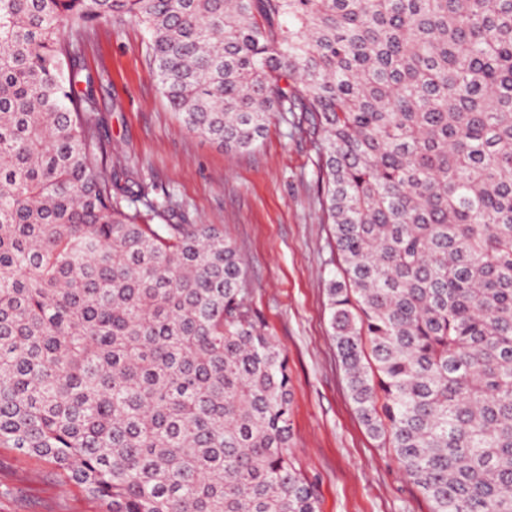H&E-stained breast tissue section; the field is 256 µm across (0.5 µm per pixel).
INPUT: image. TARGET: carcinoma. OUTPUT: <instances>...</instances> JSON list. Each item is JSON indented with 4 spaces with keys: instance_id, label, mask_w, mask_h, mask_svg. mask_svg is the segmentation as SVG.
I'll return each mask as SVG.
<instances>
[{
    "instance_id": "cac0c4a2",
    "label": "carcinoma",
    "mask_w": 512,
    "mask_h": 512,
    "mask_svg": "<svg viewBox=\"0 0 512 512\" xmlns=\"http://www.w3.org/2000/svg\"><path fill=\"white\" fill-rule=\"evenodd\" d=\"M123 17L187 131L306 126L359 420L431 512H512V0H0V447L103 512H319L238 250L152 223L59 70Z\"/></svg>"
}]
</instances>
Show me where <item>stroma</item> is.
<instances>
[{
	"label": "stroma",
	"instance_id": "obj_1",
	"mask_svg": "<svg viewBox=\"0 0 512 512\" xmlns=\"http://www.w3.org/2000/svg\"><path fill=\"white\" fill-rule=\"evenodd\" d=\"M147 34L125 18L90 29L76 61L91 91L110 169L158 203L164 224H217L245 268L249 302L288 358L293 453L319 494L320 512H430L389 449L358 420L329 324L326 284L336 269L322 221L314 141L272 123L263 140L224 152L185 130L153 77ZM0 512H101L54 467L0 447Z\"/></svg>",
	"mask_w": 512,
	"mask_h": 512
}]
</instances>
